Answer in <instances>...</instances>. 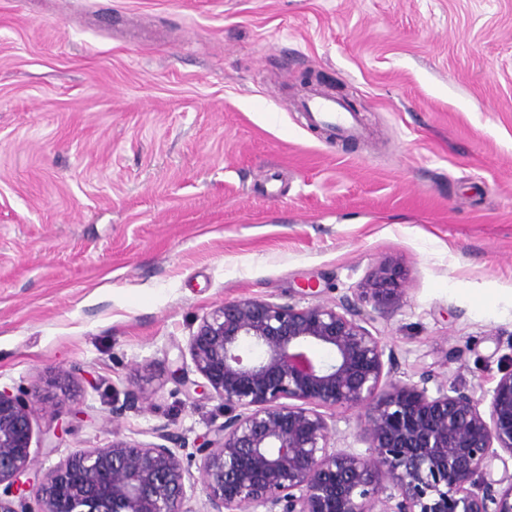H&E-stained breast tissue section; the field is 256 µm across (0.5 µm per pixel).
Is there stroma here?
Wrapping results in <instances>:
<instances>
[{
  "mask_svg": "<svg viewBox=\"0 0 512 512\" xmlns=\"http://www.w3.org/2000/svg\"><path fill=\"white\" fill-rule=\"evenodd\" d=\"M308 73L359 136L307 122ZM387 262L396 378L512 370V0H0V388L39 392L33 470L193 445L224 421L172 378L204 315Z\"/></svg>",
  "mask_w": 512,
  "mask_h": 512,
  "instance_id": "35a3bbf8",
  "label": "stroma"
}]
</instances>
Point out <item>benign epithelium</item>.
Here are the masks:
<instances>
[{
    "label": "benign epithelium",
    "mask_w": 512,
    "mask_h": 512,
    "mask_svg": "<svg viewBox=\"0 0 512 512\" xmlns=\"http://www.w3.org/2000/svg\"><path fill=\"white\" fill-rule=\"evenodd\" d=\"M401 272L384 264L339 303L224 301L189 338L224 424L196 447L204 512H512V371L480 397L392 378L393 350L364 310L397 308ZM324 350L327 356L320 357ZM36 392L0 389V512H188L190 473L172 434L78 449L45 476L29 453ZM366 408L367 453L331 444L329 416Z\"/></svg>",
    "instance_id": "7a95c632"
}]
</instances>
